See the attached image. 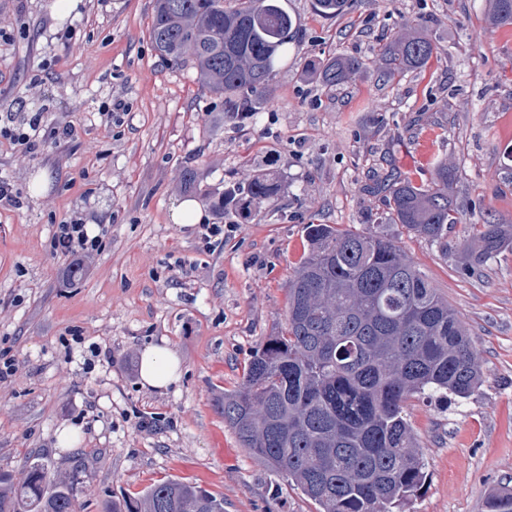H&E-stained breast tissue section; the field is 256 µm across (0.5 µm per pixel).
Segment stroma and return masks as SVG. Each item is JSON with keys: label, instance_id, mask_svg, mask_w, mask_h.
I'll return each instance as SVG.
<instances>
[{"label": "stroma", "instance_id": "1", "mask_svg": "<svg viewBox=\"0 0 512 512\" xmlns=\"http://www.w3.org/2000/svg\"><path fill=\"white\" fill-rule=\"evenodd\" d=\"M55 3L0 0V27L15 35L0 41V114L39 108L71 131L29 153L0 137V177L18 198L0 201V352L16 365L0 381V470L21 480L39 456L50 484L78 473L76 512L167 478L223 498L224 512H317L242 447L218 401L284 328L306 225L365 228L384 207L362 190L373 169L421 181L443 160L459 170L450 197L465 214L447 246L386 232L464 322L483 383L467 399L408 404L427 480L406 512H484L492 489L512 486V251L474 276L458 257L474 223H512V27L491 22L489 0H352L335 20L313 0H283L296 43L259 121L244 125L191 70L160 59L153 0H79L63 19ZM409 28L438 53L383 83L373 48ZM337 53L363 68L332 90L306 76ZM114 97L126 111L102 116ZM186 169L196 190L179 183ZM269 172L273 200L215 212L224 189ZM184 200L223 224L219 248L172 222ZM75 211L108 232L65 286L51 230ZM150 344L177 353L176 386H142Z\"/></svg>", "mask_w": 512, "mask_h": 512}]
</instances>
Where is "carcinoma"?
<instances>
[{
  "label": "carcinoma",
  "instance_id": "1",
  "mask_svg": "<svg viewBox=\"0 0 512 512\" xmlns=\"http://www.w3.org/2000/svg\"><path fill=\"white\" fill-rule=\"evenodd\" d=\"M348 0H315L317 11L342 15ZM493 20L512 26V0H491ZM150 38L173 67L224 100V112L253 122L265 107L278 66L295 42L294 22L280 0H153ZM414 31L378 48L380 77L425 68L435 53ZM363 61L339 54L311 79L345 83ZM458 170L437 162L430 181L391 174L374 185L385 209L363 230L308 224V255L288 279L284 329L256 351L239 387L224 393V423L269 470L297 486L319 512H404L426 481L407 402L443 392L468 398L482 370L468 331L428 278L381 228L448 245V225L462 211L448 199ZM277 179L261 176L221 193L213 207L269 200ZM512 242V224L486 222L461 250L465 275L481 270ZM41 459L27 462L22 481L0 472V512H75L78 484L48 487ZM512 512V488L486 502ZM102 512H224V499L176 479L150 486L136 500L112 499Z\"/></svg>",
  "mask_w": 512,
  "mask_h": 512
}]
</instances>
